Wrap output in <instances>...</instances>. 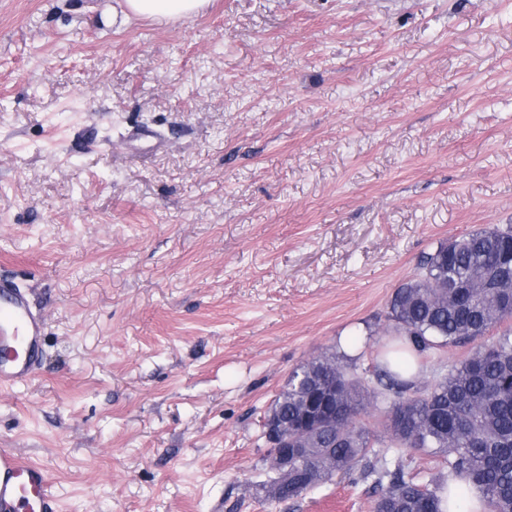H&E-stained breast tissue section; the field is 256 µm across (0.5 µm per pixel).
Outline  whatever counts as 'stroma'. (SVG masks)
Listing matches in <instances>:
<instances>
[{"mask_svg": "<svg viewBox=\"0 0 512 512\" xmlns=\"http://www.w3.org/2000/svg\"><path fill=\"white\" fill-rule=\"evenodd\" d=\"M115 5L0 0V278L46 323L0 447L60 512H374L268 498L263 419L338 337L373 366L438 243L512 226V0ZM128 16L163 20H187L205 8L208 0H122Z\"/></svg>", "mask_w": 512, "mask_h": 512, "instance_id": "35a3bbf8", "label": "stroma"}]
</instances>
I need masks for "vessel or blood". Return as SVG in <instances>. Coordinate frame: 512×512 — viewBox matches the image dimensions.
Masks as SVG:
<instances>
[{
    "instance_id": "vessel-or-blood-1",
    "label": "vessel or blood",
    "mask_w": 512,
    "mask_h": 512,
    "mask_svg": "<svg viewBox=\"0 0 512 512\" xmlns=\"http://www.w3.org/2000/svg\"><path fill=\"white\" fill-rule=\"evenodd\" d=\"M45 321L23 291L0 279V389L39 366ZM0 512H58L47 471L12 448H0Z\"/></svg>"
}]
</instances>
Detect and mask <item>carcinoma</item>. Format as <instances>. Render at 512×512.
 Listing matches in <instances>:
<instances>
[{
    "label": "carcinoma",
    "mask_w": 512,
    "mask_h": 512,
    "mask_svg": "<svg viewBox=\"0 0 512 512\" xmlns=\"http://www.w3.org/2000/svg\"><path fill=\"white\" fill-rule=\"evenodd\" d=\"M421 269L388 302L401 340L378 353L373 368L352 373L336 356H320L295 368L275 398L270 411L291 425L319 387H336V428L289 433L308 453L282 499L341 474L354 484L374 479L375 512H442L440 493L464 476L488 512H512V334L478 344L431 384L417 385L426 351L474 342L512 319V288L491 280L495 271L512 273V229L441 242ZM371 405L385 416L386 441L360 422ZM403 448L441 456L447 474H410Z\"/></svg>",
    "instance_id": "cac0c4a2"
}]
</instances>
